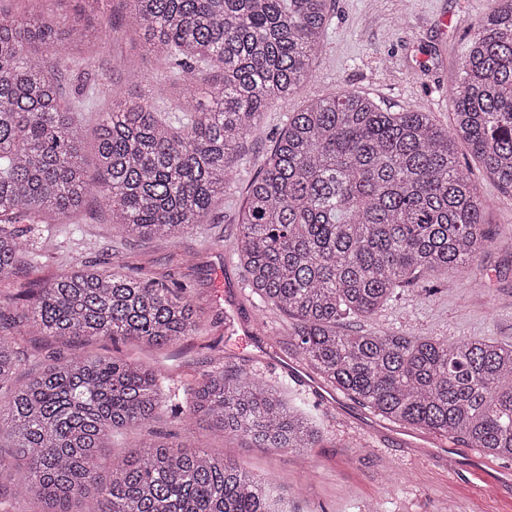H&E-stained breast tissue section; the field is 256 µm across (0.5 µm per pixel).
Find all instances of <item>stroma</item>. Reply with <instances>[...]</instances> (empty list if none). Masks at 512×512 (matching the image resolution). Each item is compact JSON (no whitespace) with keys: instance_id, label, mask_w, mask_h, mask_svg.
I'll return each mask as SVG.
<instances>
[{"instance_id":"1","label":"stroma","mask_w":512,"mask_h":512,"mask_svg":"<svg viewBox=\"0 0 512 512\" xmlns=\"http://www.w3.org/2000/svg\"><path fill=\"white\" fill-rule=\"evenodd\" d=\"M492 0H330V21L313 63L312 77L291 97L273 101L262 121L242 142L231 162L232 179L204 224L182 238L140 240L118 235L106 206L90 199L77 223L62 224L42 242L54 266L73 257L112 267L131 276L158 277L177 259L197 268L190 287L209 327L163 351L127 341L102 345L106 355L131 356L160 366L170 377L176 401L189 397L200 373L223 360L227 372L259 370L269 383L283 380L288 397L304 398L326 436L303 455L250 447L242 439H220L195 416L179 420L161 414L151 430L191 436L238 462L252 473L273 477L297 491L308 512H512V460H492L481 449L457 439L424 441L399 432L396 423L326 386L304 365L275 346L288 318L259 307L246 285L234 251L238 215L248 184L258 175L289 113L308 100L344 90L369 96L387 112H427L450 128L448 97L455 65L473 36V23ZM167 64L144 51L137 35L106 30L89 57L71 63L68 88L85 78L111 82L113 95L135 97L147 88L137 77L147 73L166 82ZM113 95L100 96L85 112L84 159L96 169L98 113L108 111ZM457 159L470 172L485 203L484 219L494 235L478 264L485 279L472 289L468 270L456 284L433 277L427 295L404 289L379 313L351 323L354 331H410L448 340L486 337L512 344V193L485 174L467 144Z\"/></svg>"}]
</instances>
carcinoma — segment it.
<instances>
[{
	"label": "carcinoma",
	"mask_w": 512,
	"mask_h": 512,
	"mask_svg": "<svg viewBox=\"0 0 512 512\" xmlns=\"http://www.w3.org/2000/svg\"><path fill=\"white\" fill-rule=\"evenodd\" d=\"M21 2L19 12L0 4V299L22 302L17 321L0 312V476L10 473L0 508L76 512L92 492L95 512H306L288 485L152 432L134 451L106 453L165 411L277 453L318 447L313 416L254 371L208 370L183 406L164 396L159 368L89 349H164L202 334L188 260L133 277L76 258L37 288H16L14 274L44 264L42 232L75 223L90 196L125 236L173 240L203 223L269 102L311 78L328 0H126L124 26L165 58L169 80L213 78L175 117L147 95L112 99L99 113L94 178L79 117L103 88L86 82L64 97L65 72L42 49L94 44L104 0H77L76 16L57 0ZM493 2L450 85L454 134L427 112H385L356 92L310 100L247 187L236 250L249 288L292 320L274 344L326 385L394 423L512 460V345L340 329L436 274L450 288L463 268L481 279L474 265L491 229L455 149L466 143L512 193V0ZM27 336L87 350L35 369Z\"/></svg>",
	"instance_id": "cac0c4a2"
}]
</instances>
